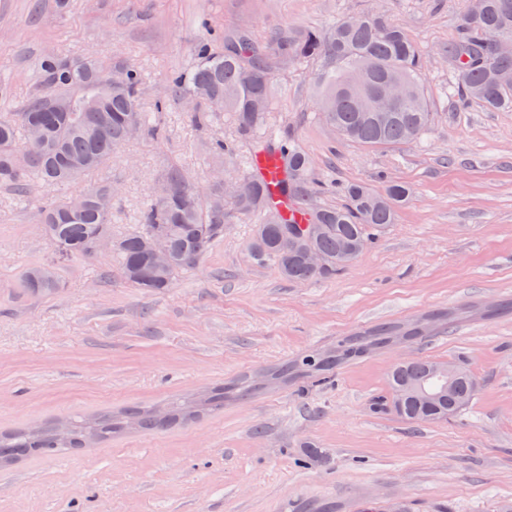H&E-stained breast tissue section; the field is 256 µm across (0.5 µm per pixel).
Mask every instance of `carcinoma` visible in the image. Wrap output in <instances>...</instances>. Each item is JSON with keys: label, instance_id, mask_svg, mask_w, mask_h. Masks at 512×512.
<instances>
[{"label": "carcinoma", "instance_id": "obj_1", "mask_svg": "<svg viewBox=\"0 0 512 512\" xmlns=\"http://www.w3.org/2000/svg\"><path fill=\"white\" fill-rule=\"evenodd\" d=\"M512 37V0H483V13L462 19L457 40L448 47L454 75L451 97L459 102L478 101L492 111L512 110V54L494 52L492 40ZM318 60L315 75L319 107L326 122L348 140L368 148L402 141L420 140L431 127V112L421 82L422 52L383 13L374 11L343 17L325 31L311 30L301 37H282L270 52L257 48L245 34L224 39L217 50L200 43L188 64L175 72L169 97L189 107L190 122L199 129L212 125L222 112L234 115L238 133L245 138L262 134L276 137L268 125L274 83L272 60ZM120 84L106 85V67L99 57L86 54L65 59L47 55L39 63V88L17 112H0V186L28 190L33 184L63 189L77 178L98 171L129 141L127 130L136 123L140 132L157 136L155 114L142 109L140 94L144 72L129 63ZM399 84L405 94L389 109L381 107L380 95ZM286 178L278 184L281 195L293 200L325 225L315 246L331 259L346 243L372 239L373 231L395 220L398 206L410 194L400 183L377 192L351 184L342 208L314 205L320 186L311 178L310 157L295 143L281 147ZM209 153L220 162L231 160L232 145L212 140ZM242 191L233 197L236 215L257 220L253 249L260 259H271L283 275L295 282H308L336 275L344 269L334 263L312 271L303 258L288 250L283 241L285 225H300L285 216L271 218L275 211L268 200L266 184L249 175L240 177ZM164 199L151 198L139 214V230L125 236L112 253L115 267L132 286L153 292L169 287L176 276L196 268L224 234L229 215L210 207L209 199L224 196V181L196 187L184 171L171 166L161 176ZM112 182H100L74 198L47 204L42 210L43 232L53 249L67 259L92 260V241L109 233L112 224ZM162 235L175 256L167 271L156 269L146 248L148 238ZM58 286L56 273L48 266L28 269L22 287L48 293ZM435 319L430 316L406 325H385L356 338L339 350L314 353L283 364L273 379L323 376L336 371L343 361L367 356L391 346L405 336L421 337L420 331ZM428 360H414L390 372L391 403L400 387L429 381ZM476 395L470 373L463 370L454 389L440 403L426 405L405 399L398 416L415 422L423 418L443 420L470 406ZM224 408V388L189 396H177L166 405L168 417L160 419L150 406H133L118 413L90 418L73 415L62 421L23 426L0 432V462L8 464L33 454L61 453L112 439L127 430L162 431L185 424Z\"/></svg>", "mask_w": 512, "mask_h": 512}]
</instances>
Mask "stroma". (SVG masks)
I'll list each match as a JSON object with an SVG mask.
<instances>
[{
	"label": "stroma",
	"instance_id": "1",
	"mask_svg": "<svg viewBox=\"0 0 512 512\" xmlns=\"http://www.w3.org/2000/svg\"><path fill=\"white\" fill-rule=\"evenodd\" d=\"M473 0H0V109L35 92L51 53H93L140 67L141 103L166 98L171 75L205 37L246 32L270 49L278 36L323 30L382 10L423 54V86L436 117L428 135L369 149L343 139L318 113L315 62L273 68L271 124L309 155L330 190L410 189L395 223L336 276L288 281L251 252L253 224L233 219L203 262L170 288L145 292L107 262L60 258L42 234L49 190L20 198L0 187V430L75 413L95 415L168 400L336 348L385 322L471 308L410 343L415 359L452 361L477 376L468 409L410 423L374 409L388 396L397 352L341 364L326 382L280 385L229 400L223 411L158 433L128 431L72 454L0 467V512H498L512 502V111L448 94V47ZM161 139H131L88 182L111 180L113 239L132 232L170 165L196 185L216 175L207 146L233 142L238 160L265 143L238 137L232 113L208 129L184 104L157 113ZM86 181V182H87ZM56 267L52 294L25 292L34 265Z\"/></svg>",
	"mask_w": 512,
	"mask_h": 512
}]
</instances>
